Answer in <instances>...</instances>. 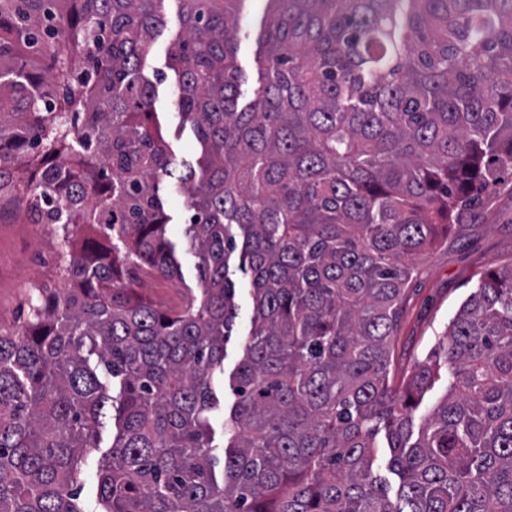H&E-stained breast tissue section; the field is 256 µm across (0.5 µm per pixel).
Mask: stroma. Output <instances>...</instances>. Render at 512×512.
<instances>
[{"instance_id":"stroma-1","label":"stroma","mask_w":512,"mask_h":512,"mask_svg":"<svg viewBox=\"0 0 512 512\" xmlns=\"http://www.w3.org/2000/svg\"><path fill=\"white\" fill-rule=\"evenodd\" d=\"M183 7L182 0H165L166 26L144 62V72L156 86L155 119L170 146L173 160L184 168L195 164L201 146L178 110L179 90L167 67L166 57L169 43L183 34ZM240 16L236 59L242 73L239 102L246 105L255 97L260 68L265 60L261 30L267 18L266 0H242ZM159 195L169 217L168 238L179 244L184 239L183 229L191 215L188 195L185 191L175 190L168 182L160 184ZM60 254L56 225L19 223L16 202L0 203L1 331L15 333L24 325V298L29 288L38 286L63 292L67 276ZM176 257L180 264L178 276L168 280L143 277L129 281L130 293L152 300L164 309L180 308L188 294H200L196 258L182 250L177 251ZM511 262L512 192L503 190L492 195L474 217L454 226L435 248L418 259L419 273L405 290L394 331L391 377H401L414 362L427 357L481 275ZM229 271L238 288L239 311L224 351V370L212 378V387L220 401V410L212 419L214 444L219 448L224 445V414L230 411L235 401L229 374L243 357L252 316L248 275L240 270L235 258L229 261ZM114 434L111 424H104L98 447L90 449L84 456L80 474V501L84 512H99L98 461L103 451L111 446Z\"/></svg>"}]
</instances>
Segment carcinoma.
I'll return each mask as SVG.
<instances>
[{"mask_svg": "<svg viewBox=\"0 0 512 512\" xmlns=\"http://www.w3.org/2000/svg\"><path fill=\"white\" fill-rule=\"evenodd\" d=\"M240 2L183 0L168 67L205 152L178 174L141 69L164 0H0V144L19 152L0 153V202L60 225L69 257V288L35 289L23 331L0 332V512H82L108 403L100 512H512V263L483 275L402 389L388 381L416 258L512 173V0H268L243 108ZM163 179L194 211L201 297L178 311L118 286L178 272ZM235 252L252 317L219 481L210 377ZM381 432L394 496L372 470ZM99 447L91 448L85 455L81 466L80 501L86 512H98L101 506L97 500V471L101 455L112 445L115 428H112V413L104 419V426L99 429Z\"/></svg>", "mask_w": 512, "mask_h": 512, "instance_id": "obj_1", "label": "carcinoma"}]
</instances>
